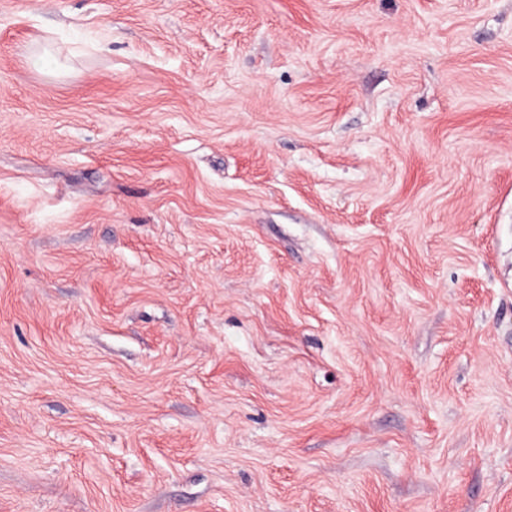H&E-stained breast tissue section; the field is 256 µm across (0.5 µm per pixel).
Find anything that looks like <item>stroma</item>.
Wrapping results in <instances>:
<instances>
[{"label": "stroma", "mask_w": 512, "mask_h": 512, "mask_svg": "<svg viewBox=\"0 0 512 512\" xmlns=\"http://www.w3.org/2000/svg\"><path fill=\"white\" fill-rule=\"evenodd\" d=\"M0 512H512V0H0Z\"/></svg>", "instance_id": "stroma-1"}]
</instances>
